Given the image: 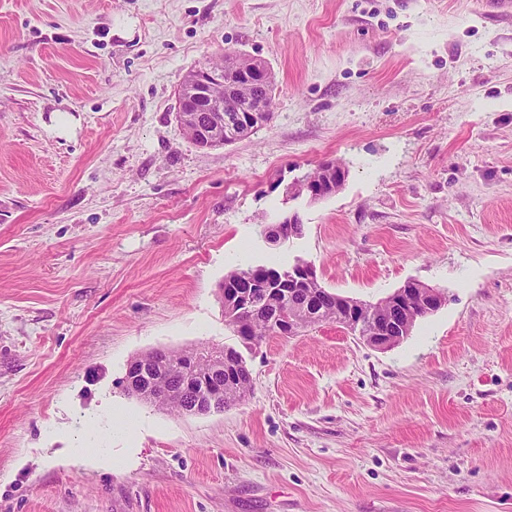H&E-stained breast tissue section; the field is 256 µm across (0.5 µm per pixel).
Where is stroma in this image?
Instances as JSON below:
<instances>
[{
    "label": "stroma",
    "instance_id": "35a3bbf8",
    "mask_svg": "<svg viewBox=\"0 0 512 512\" xmlns=\"http://www.w3.org/2000/svg\"><path fill=\"white\" fill-rule=\"evenodd\" d=\"M263 60L273 118L218 149L177 90ZM343 162L335 194L286 188ZM302 232L273 238L285 216ZM445 301L379 350L244 343L236 268ZM237 351L248 398L178 414L130 361ZM145 417L89 434L105 401ZM0 512H512V19L484 0H0Z\"/></svg>",
    "mask_w": 512,
    "mask_h": 512
}]
</instances>
